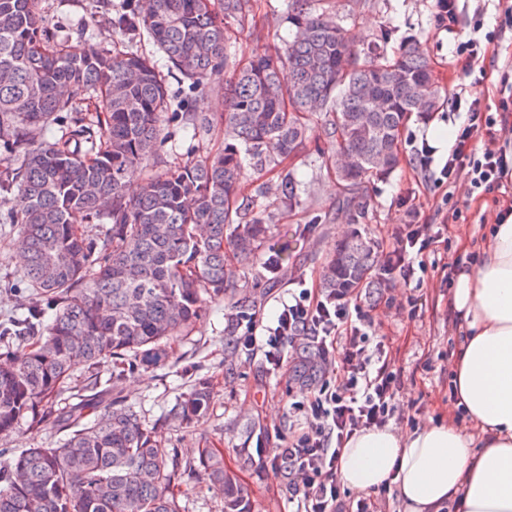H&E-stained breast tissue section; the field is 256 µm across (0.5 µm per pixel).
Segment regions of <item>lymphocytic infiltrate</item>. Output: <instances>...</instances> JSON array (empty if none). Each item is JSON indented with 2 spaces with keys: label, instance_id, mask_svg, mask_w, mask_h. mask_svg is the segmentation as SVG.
Segmentation results:
<instances>
[{
  "label": "lymphocytic infiltrate",
  "instance_id": "f902f5d3",
  "mask_svg": "<svg viewBox=\"0 0 512 512\" xmlns=\"http://www.w3.org/2000/svg\"><path fill=\"white\" fill-rule=\"evenodd\" d=\"M454 107H466L467 122L459 131L455 148L442 170L445 179L466 175L483 195L501 191L512 178V152L471 143L478 134L493 136L497 123L512 117V96L502 99L498 115H491L479 101L454 97ZM373 321L353 297L315 295L301 289L283 304L273 326L267 327L265 356L273 369H281L287 346L308 335L333 366V377L323 379L306 400L293 403L302 427L280 449L274 468L289 479L299 497L298 512H377L370 498L350 504L336 481L341 448L359 432L386 427L399 397L397 377L387 372L384 342L375 341Z\"/></svg>",
  "mask_w": 512,
  "mask_h": 512
}]
</instances>
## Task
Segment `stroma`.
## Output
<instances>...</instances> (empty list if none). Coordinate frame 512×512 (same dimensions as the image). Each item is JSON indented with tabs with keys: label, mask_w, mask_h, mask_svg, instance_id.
<instances>
[{
	"label": "stroma",
	"mask_w": 512,
	"mask_h": 512,
	"mask_svg": "<svg viewBox=\"0 0 512 512\" xmlns=\"http://www.w3.org/2000/svg\"><path fill=\"white\" fill-rule=\"evenodd\" d=\"M121 2L41 0L40 7L60 46L151 56L159 71L167 75L172 110L185 108L213 117L212 126L204 132L176 120L163 123L157 157L148 162L146 174L222 149L224 126L219 115L224 110L223 90L193 92L167 74L168 64L150 40L130 38L113 26L105 6ZM327 6L361 42L374 40L384 30L390 33L387 51L408 40L417 42L431 63L440 91L441 106L434 114L437 122L455 128L464 123L465 112L455 111L451 105L456 96L480 100L489 112H497L502 98L500 75L503 65L512 60V38L502 37L495 53L466 70L456 66L453 51L457 40L470 34L475 18H482L485 29L497 28L503 18L499 0H468L453 33L439 26L435 0H327ZM284 12V0H249L252 25L241 32L232 31L231 57L244 60L265 49L283 48L294 32ZM428 127V121L411 118L402 135L399 165L388 175L367 179L346 204L326 166V154L332 148L329 130L323 119L312 118L304 146L286 164L298 183L297 201L289 202L279 172L264 174L256 181L263 191L260 202L272 212L276 228L244 270L252 310L262 329L272 324L282 303L300 289L320 291L324 264L336 242L352 230L371 238L383 257L396 229L408 218L440 225L439 236L416 257L414 278L406 282L391 276L377 297L363 302L371 311L377 334L389 348L388 369L401 383L391 421L395 427L421 426L457 411L449 384L461 330L452 311L450 274L455 266L472 264L478 255L476 246L496 216L491 199L479 196L467 177L452 183L441 180L445 156L434 151L422 156V147L429 144ZM10 208V203H0L1 322L13 319L21 305L35 295L18 278L23 263L18 256V227L7 221ZM452 209L458 210L459 218L449 224L445 217ZM286 244L292 247L288 273L271 278L266 267ZM412 295L421 297L423 303L415 314L407 306ZM237 298V292L230 290L223 298L207 302L200 321L173 344L165 358L127 371L122 394L145 424L158 428L166 447L182 463L177 494L180 512H221L219 500L206 489L203 470L188 466L201 448L220 449L225 467L238 470L249 492L251 512H296L288 481L271 462L298 430L300 418L290 405L306 392L290 381L287 371L270 370L262 347L227 346L224 327ZM204 379L213 387L204 423L178 427L168 422L166 412L176 399ZM242 448L251 449L255 458L254 465L245 470L238 467Z\"/></svg>",
	"instance_id": "stroma-1"
}]
</instances>
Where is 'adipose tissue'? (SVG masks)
Returning a JSON list of instances; mask_svg holds the SVG:
<instances>
[{"label": "adipose tissue", "instance_id": "obj_1", "mask_svg": "<svg viewBox=\"0 0 512 512\" xmlns=\"http://www.w3.org/2000/svg\"><path fill=\"white\" fill-rule=\"evenodd\" d=\"M452 305L463 328L452 384L472 433L450 418L358 433L336 479L363 494L395 486L404 512H512V214L456 271Z\"/></svg>", "mask_w": 512, "mask_h": 512}]
</instances>
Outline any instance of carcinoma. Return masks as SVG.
I'll return each mask as SVG.
<instances>
[{
    "label": "carcinoma",
    "instance_id": "cac0c4a2",
    "mask_svg": "<svg viewBox=\"0 0 512 512\" xmlns=\"http://www.w3.org/2000/svg\"><path fill=\"white\" fill-rule=\"evenodd\" d=\"M40 0H0V197L12 201L25 253L22 279L42 304L0 324L11 339L0 356V434L22 422L62 434L48 447L0 448V512H178L171 485L176 455L117 391L116 382L63 408L54 399L81 364L130 360L150 366L167 344L200 320L209 299L236 286V265L270 233V216L244 199L247 169L273 172L295 155L306 123L328 114L336 155L354 167L336 173L344 191L400 161L399 141L416 114L438 109L429 61L414 41L392 57L389 34L363 44L316 0H287L295 39L229 65L226 29L245 30L248 0H152L115 24L147 36L192 91L224 85V148L145 180L127 183L157 150L170 111L154 62L137 53L63 49ZM93 92L98 131L73 118L67 136L36 144L32 133L71 111V97ZM105 224L101 237L75 225ZM370 239L336 243L322 269L324 291L383 288ZM321 370L316 348L295 347L291 373L311 386ZM213 390L195 383L168 411L191 427L207 415ZM198 466L222 512H250L221 452L198 450Z\"/></svg>",
    "mask_w": 512,
    "mask_h": 512
}]
</instances>
